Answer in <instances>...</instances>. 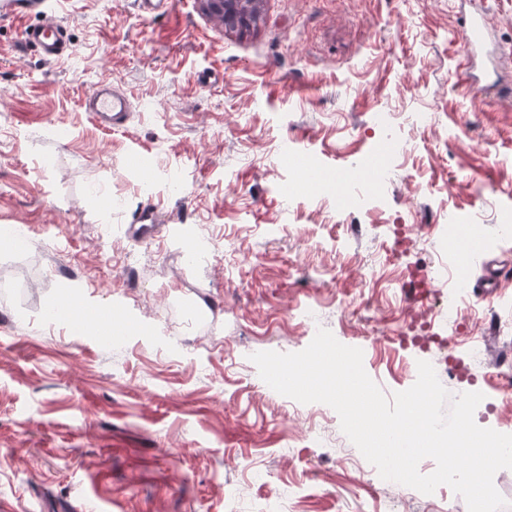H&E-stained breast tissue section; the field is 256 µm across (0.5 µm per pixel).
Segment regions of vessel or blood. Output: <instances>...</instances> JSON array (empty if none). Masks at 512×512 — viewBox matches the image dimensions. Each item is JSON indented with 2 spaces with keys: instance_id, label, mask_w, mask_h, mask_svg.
<instances>
[{
  "instance_id": "1",
  "label": "vessel or blood",
  "mask_w": 512,
  "mask_h": 512,
  "mask_svg": "<svg viewBox=\"0 0 512 512\" xmlns=\"http://www.w3.org/2000/svg\"><path fill=\"white\" fill-rule=\"evenodd\" d=\"M462 18L461 75L463 82L500 101L512 100V82L503 73L504 54L492 40L488 9L483 0L468 6L467 0H457ZM44 0H0L1 17H17L32 10L42 13L38 24L25 27V43L38 48L50 60L58 59L66 47L60 20L43 8ZM91 112L100 125L119 128L128 117L129 101L116 90L111 81L99 82L89 93Z\"/></svg>"
}]
</instances>
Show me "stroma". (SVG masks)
Returning a JSON list of instances; mask_svg holds the SVG:
<instances>
[{
    "label": "stroma",
    "mask_w": 512,
    "mask_h": 512,
    "mask_svg": "<svg viewBox=\"0 0 512 512\" xmlns=\"http://www.w3.org/2000/svg\"><path fill=\"white\" fill-rule=\"evenodd\" d=\"M54 62L0 18V512H468L392 494L328 405L264 390L250 354L311 342L305 308L363 351L385 394L437 349L400 344L421 306L408 268L444 257L475 283L512 268L495 243L512 207V106L461 85L452 0H263L232 31L196 0H62ZM112 78L131 102L110 130L86 109ZM407 145L387 182L337 212L312 181L380 163L374 113ZM153 210L150 237L128 233ZM418 225L386 261L388 226ZM449 336L454 395L512 434V281L468 297ZM486 358L471 360L473 337Z\"/></svg>",
    "instance_id": "stroma-1"
}]
</instances>
